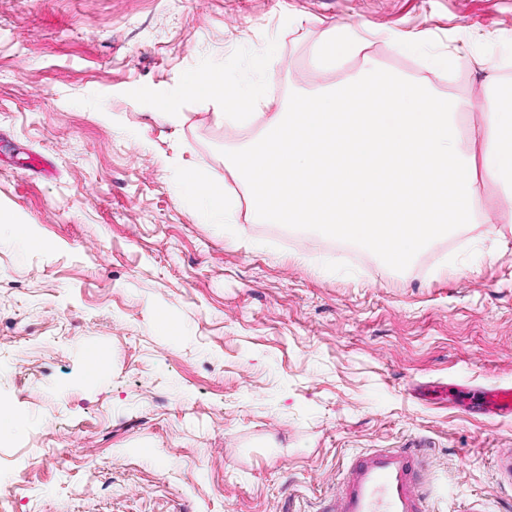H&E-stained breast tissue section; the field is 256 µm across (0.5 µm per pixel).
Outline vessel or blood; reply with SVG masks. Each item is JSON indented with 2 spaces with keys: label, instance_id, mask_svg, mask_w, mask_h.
<instances>
[{
  "label": "vessel or blood",
  "instance_id": "obj_1",
  "mask_svg": "<svg viewBox=\"0 0 512 512\" xmlns=\"http://www.w3.org/2000/svg\"><path fill=\"white\" fill-rule=\"evenodd\" d=\"M471 415L512 419V383L495 384L473 393ZM429 454L416 440L402 448H375L352 455L344 464L323 512H432L435 497L427 478Z\"/></svg>",
  "mask_w": 512,
  "mask_h": 512
}]
</instances>
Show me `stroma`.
<instances>
[{"mask_svg":"<svg viewBox=\"0 0 512 512\" xmlns=\"http://www.w3.org/2000/svg\"><path fill=\"white\" fill-rule=\"evenodd\" d=\"M334 25L440 93L388 38L453 55L476 123L493 90L473 56L512 53V0H0V512H318L350 454L409 439L432 451L433 512H512L493 467L512 422L421 394L512 383V223L402 270L329 246L304 263V228L242 240L177 197L176 147L220 183L252 132L151 99L273 45L286 106L360 69L315 66Z\"/></svg>","mask_w":512,"mask_h":512,"instance_id":"obj_1","label":"stroma"}]
</instances>
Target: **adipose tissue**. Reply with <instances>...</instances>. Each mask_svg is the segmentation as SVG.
Listing matches in <instances>:
<instances>
[{"mask_svg":"<svg viewBox=\"0 0 512 512\" xmlns=\"http://www.w3.org/2000/svg\"><path fill=\"white\" fill-rule=\"evenodd\" d=\"M365 48L357 31L331 27L315 44L314 59L331 67L359 55L360 70L337 85L293 95L284 109L270 107L271 48L250 60L240 81H226L223 67L214 65L152 104L172 117L183 99L211 100L222 105L215 118L224 122L260 111L259 134L224 156L226 176L247 192L252 220L358 241L389 267L407 266L431 240L461 225L511 224L512 91L496 97L483 124L463 132V98L382 69ZM357 99H378L385 108L350 111ZM177 165L179 198L208 223L246 236L226 188L191 161ZM489 183L503 199L493 215L479 211Z\"/></svg>","mask_w":512,"mask_h":512,"instance_id":"1","label":"adipose tissue"}]
</instances>
